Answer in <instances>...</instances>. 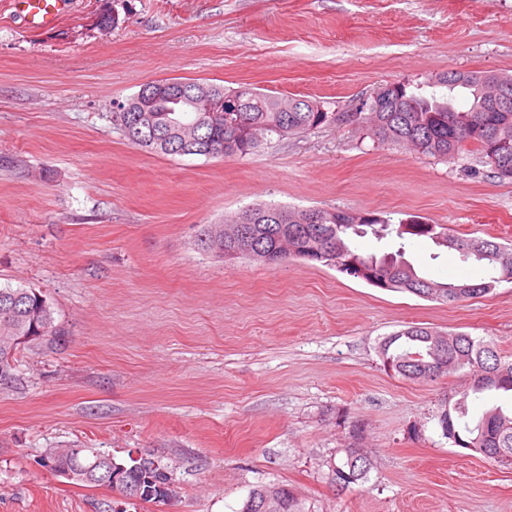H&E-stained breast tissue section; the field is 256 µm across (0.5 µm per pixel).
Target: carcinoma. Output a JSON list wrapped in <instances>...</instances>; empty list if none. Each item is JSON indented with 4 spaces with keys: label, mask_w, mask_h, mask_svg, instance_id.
I'll return each mask as SVG.
<instances>
[{
    "label": "carcinoma",
    "mask_w": 512,
    "mask_h": 512,
    "mask_svg": "<svg viewBox=\"0 0 512 512\" xmlns=\"http://www.w3.org/2000/svg\"><path fill=\"white\" fill-rule=\"evenodd\" d=\"M488 72L448 71L432 83V91L423 93V86L411 89L405 82L395 89L394 110L381 112H344L329 114L319 111L321 105L305 97H282L260 92L249 86L212 89L225 97H241L250 101L242 112H225L224 125L217 129L203 127L198 136L209 141L212 156H245L257 148L251 130L266 126L270 135L286 138L310 131L334 119L367 128L369 134L382 143L399 145L411 140L418 152L446 160L453 159L467 143L477 145L493 177L512 181V142L500 145L495 138L498 126H512V107L507 112H493L483 98ZM166 143H146L128 133L124 137L133 145L149 152L170 155L168 146L183 143L181 131L166 129ZM274 211L279 221L257 220L242 224V235L224 241V257L235 259V252L252 247L256 255L268 264H281L292 258L276 248L277 237L284 230L300 227L299 212L275 204L259 205L243 210L248 212ZM310 231L298 239L299 250L314 254L312 261L333 266L339 272L361 279L385 290L404 292L419 298L458 303L489 294L500 283L502 270L489 257L502 243L494 238L453 236L448 245V228L441 224L418 222L394 224L391 219L373 212L365 213L362 223H352L349 212L325 210L321 223L309 225ZM372 234L376 239L406 236L427 238L438 247H448L462 261H472L485 268L486 276L479 280L436 281L419 273L404 258V248L382 257L365 256L355 246L354 238ZM438 335L431 327L412 323L394 332V339L380 343L382 360L393 363L392 370L411 380L433 381L448 375L440 370L439 360L430 338ZM27 336L29 342H45L51 346L62 336L55 325L53 311L39 293L25 288H0V386H9L16 378V355L20 345L14 337ZM448 361L453 371L466 369L473 374L468 391L512 392V360L497 347L476 340L466 333L459 334L455 345L448 347ZM441 435L448 444L474 451L498 463L512 464V410L500 406L486 410L478 420L469 418V404L456 401L444 408L437 417ZM358 449L336 452L327 462L328 471L339 470L348 476V485L368 481L371 467L363 465ZM39 465L50 471L69 467L89 476L86 483L107 485L121 496L140 488V500L159 502L158 487L174 482L168 464L152 456L135 460H119L113 454L96 448H49L39 459ZM267 497L280 500V512H306L296 492L286 484H262L252 488L241 512H260L259 506Z\"/></svg>",
    "instance_id": "obj_1"
}]
</instances>
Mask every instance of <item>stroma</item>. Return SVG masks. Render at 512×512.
Listing matches in <instances>:
<instances>
[{
  "label": "stroma",
  "mask_w": 512,
  "mask_h": 512,
  "mask_svg": "<svg viewBox=\"0 0 512 512\" xmlns=\"http://www.w3.org/2000/svg\"><path fill=\"white\" fill-rule=\"evenodd\" d=\"M105 12L116 27H98ZM450 70L512 75V0H73L42 29L0 0V288L42 294L63 331L58 346L22 349L17 381L0 388V512H240L269 483L310 512H512V466L451 446L437 425L468 372L413 381L379 355L412 323L512 355V282L441 304L199 244L271 203L512 243V183L476 145L448 161L331 122L243 158L163 156L112 122L117 103L163 79L247 83L336 113ZM358 245L405 247L438 281L484 274L423 238ZM355 444L368 480L336 490L325 463ZM60 446L153 455L179 496L123 502L71 482L39 464Z\"/></svg>",
  "instance_id": "stroma-1"
}]
</instances>
